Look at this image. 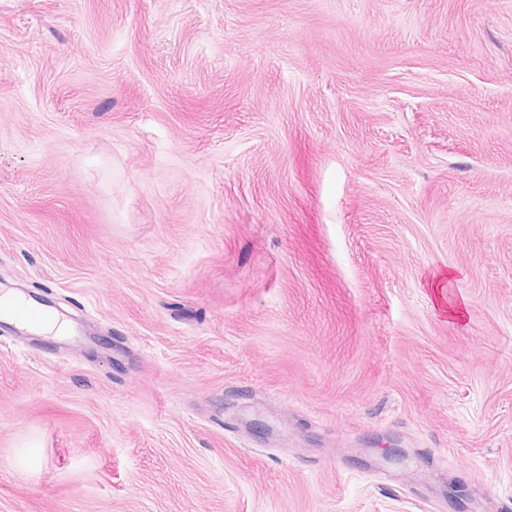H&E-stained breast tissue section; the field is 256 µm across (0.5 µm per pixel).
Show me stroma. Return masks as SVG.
<instances>
[{"label":"stroma","mask_w":512,"mask_h":512,"mask_svg":"<svg viewBox=\"0 0 512 512\" xmlns=\"http://www.w3.org/2000/svg\"><path fill=\"white\" fill-rule=\"evenodd\" d=\"M8 289L0 512H512V0H0ZM35 302L36 304H31L20 300L8 309H2V306H0V313L10 318V322L4 323L17 326L23 333L39 332V330H42L47 314L44 309L50 306L36 299Z\"/></svg>","instance_id":"35a3bbf8"}]
</instances>
